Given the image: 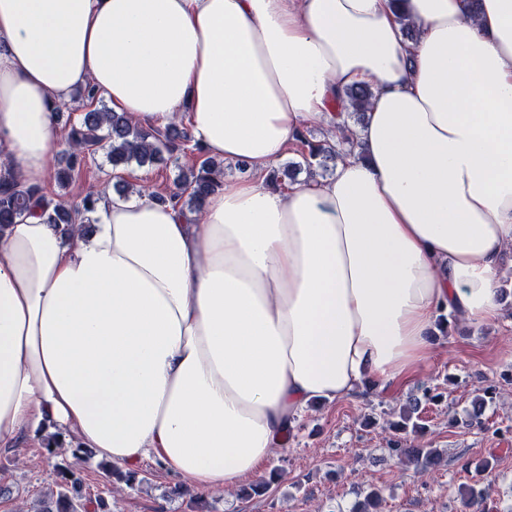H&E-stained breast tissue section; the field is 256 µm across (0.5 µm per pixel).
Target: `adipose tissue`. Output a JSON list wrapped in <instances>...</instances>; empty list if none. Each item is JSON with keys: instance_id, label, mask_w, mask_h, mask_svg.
Returning <instances> with one entry per match:
<instances>
[{"instance_id": "adipose-tissue-1", "label": "adipose tissue", "mask_w": 512, "mask_h": 512, "mask_svg": "<svg viewBox=\"0 0 512 512\" xmlns=\"http://www.w3.org/2000/svg\"><path fill=\"white\" fill-rule=\"evenodd\" d=\"M87 85L247 171L193 215L105 188L90 232L0 227V451L54 435L232 488L311 405L413 376L448 316L501 319L512 0H0V152L26 184ZM359 85L331 177L258 184ZM370 89L368 86H351L343 89L338 96L340 115L354 113L360 120L369 104Z\"/></svg>"}]
</instances>
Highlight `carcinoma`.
<instances>
[{
  "label": "carcinoma",
  "mask_w": 512,
  "mask_h": 512,
  "mask_svg": "<svg viewBox=\"0 0 512 512\" xmlns=\"http://www.w3.org/2000/svg\"><path fill=\"white\" fill-rule=\"evenodd\" d=\"M370 89L367 86H351L343 89L338 96L340 111L363 116L369 104ZM74 100L82 104L79 125L71 126L67 135L66 168L57 173L59 186L64 187L94 160L96 146L107 143V155L113 170L125 168L135 162L140 166L160 160L163 154L170 156L185 151L198 150L192 142L187 128L175 125L163 131L147 132L134 124L125 114L113 112L100 105L99 92L92 86L77 91ZM301 147L302 163L282 169V174L269 172L266 183L280 186L293 178L294 172L304 168L311 175L326 171L328 162L336 161L340 152L328 141L318 143L301 134L297 137ZM224 168L212 157L203 158L198 165L180 172L176 178V190L166 197L154 196L158 202L171 201L189 210L199 209L201 201L210 192L222 186ZM98 192L91 187L75 205H68L46 195L38 186L26 185L14 168L5 164L0 167V226L15 224L18 220L37 215L49 224L94 223ZM390 455L399 464H411L425 471L440 462L441 455L435 448H408L396 441L389 448ZM59 482L54 506H45L39 512H112L106 494L94 499L82 500L81 481L71 477L61 467H56ZM383 496L380 490L368 491L364 499L356 504L352 512H382Z\"/></svg>",
  "instance_id": "obj_1"
}]
</instances>
